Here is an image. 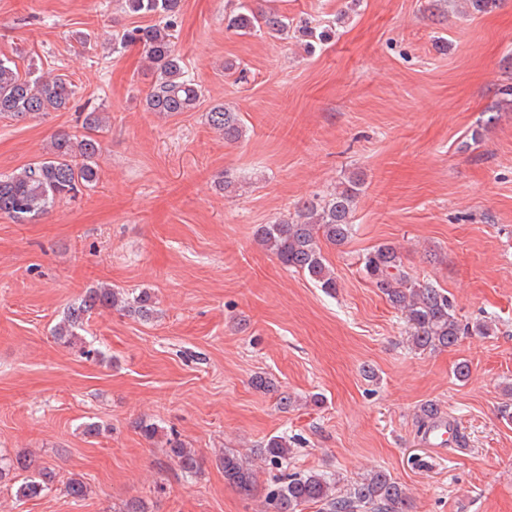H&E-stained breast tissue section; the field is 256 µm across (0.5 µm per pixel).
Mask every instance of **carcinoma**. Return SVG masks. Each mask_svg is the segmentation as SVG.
Here are the masks:
<instances>
[{"label":"carcinoma","instance_id":"obj_1","mask_svg":"<svg viewBox=\"0 0 512 512\" xmlns=\"http://www.w3.org/2000/svg\"><path fill=\"white\" fill-rule=\"evenodd\" d=\"M123 13L131 17H159L147 25L126 27L112 35V51L139 46L152 76L151 86L143 99L145 111L173 116L197 108L201 91L189 75L175 35L181 0H117ZM226 28L241 35L264 34L286 38L292 34L307 40V51L328 42L334 35L332 26L317 28L305 17L290 18L267 6L255 9L249 0H227L224 6ZM75 85L65 75L47 78L35 64L26 71L16 61L0 56V116L22 121L48 112L68 108ZM208 125L223 136L226 143H237L245 136L238 113L222 104L206 113ZM106 112H89L85 133L56 135L43 158L8 174L0 175V215L17 224L29 223L47 213L63 200L75 199L82 190L98 180L95 162L101 151L99 134L107 130ZM364 179L358 173L325 196L304 201L291 217L271 224H260L254 232L255 242L288 269L304 273L326 294H336L337 281L327 263L323 246L340 247L352 235L353 213L362 193ZM362 270L391 307L401 313L406 341L416 352H436L454 347L469 332L488 335L496 326L488 320L471 325L456 315L448 291L429 282H421L406 271L396 246L383 243L362 258ZM116 310L148 321L156 314V300L146 291L125 292L102 285L88 289L68 306L63 318L54 326L53 336L72 344L95 310ZM179 469L195 474L200 469L196 454L178 441L169 442ZM293 448L284 436H272L256 449L260 458L280 465L292 455ZM224 480L246 496L258 490V472L252 461L237 452L226 450L222 459ZM28 473L15 490L18 499L41 498L53 490L54 472L36 465L24 455L14 459L0 457V480L10 473ZM266 512H302L316 505L319 512H409L411 497L407 487L384 469H375L338 488L336 478L322 472H292L266 489Z\"/></svg>","mask_w":512,"mask_h":512}]
</instances>
